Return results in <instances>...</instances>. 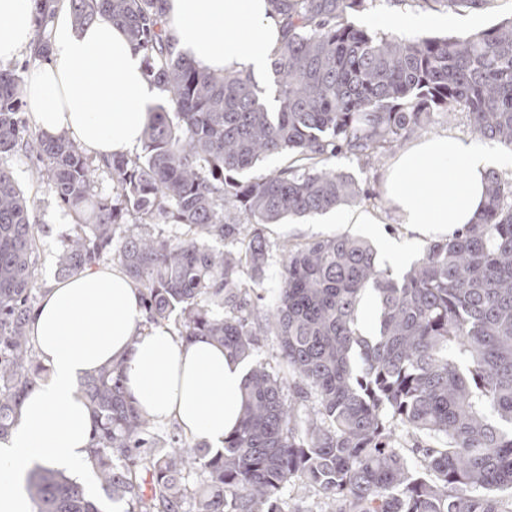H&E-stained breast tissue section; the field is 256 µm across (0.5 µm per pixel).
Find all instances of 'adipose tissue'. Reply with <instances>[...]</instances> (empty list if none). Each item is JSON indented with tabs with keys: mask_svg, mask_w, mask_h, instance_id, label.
Returning <instances> with one entry per match:
<instances>
[{
	"mask_svg": "<svg viewBox=\"0 0 512 512\" xmlns=\"http://www.w3.org/2000/svg\"><path fill=\"white\" fill-rule=\"evenodd\" d=\"M162 8L176 49L218 73L263 72L282 39L269 0H163ZM35 17L36 0H0V62L34 51ZM24 94L40 134L75 138L98 161L130 154L163 96L123 28L106 17L76 28L64 2ZM497 161L468 139L433 137L400 156L384 195L419 237L449 234L474 221ZM29 334L46 373L0 443V512H32L21 488L32 463L89 474L92 418L79 383L108 364L122 363L135 405L156 423L178 424L190 441L223 447L238 424L244 362L207 338L187 345L147 326L140 290L120 266L51 284Z\"/></svg>",
	"mask_w": 512,
	"mask_h": 512,
	"instance_id": "adipose-tissue-1",
	"label": "adipose tissue"
}]
</instances>
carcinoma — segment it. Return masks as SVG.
Segmentation results:
<instances>
[{"label":"carcinoma","instance_id":"carcinoma-1","mask_svg":"<svg viewBox=\"0 0 512 512\" xmlns=\"http://www.w3.org/2000/svg\"><path fill=\"white\" fill-rule=\"evenodd\" d=\"M162 2L68 0L77 26L99 15L121 26L167 93L140 154L97 162L74 139L30 129L23 78L0 65V441L44 373L28 322L49 228L13 179L9 161L23 155L74 217L59 275L117 263L140 288L147 323L185 343L205 336L243 360L261 335L278 343L282 371L257 361L246 372L239 424L214 453L155 433L127 399L120 364L85 378L89 455L108 501L124 512H285L295 482L327 512H502L500 495L512 494V178L489 172L478 220L431 241L400 278L367 241L340 234L284 246L274 303L260 304L259 289L268 225L361 197L329 164L337 155L377 161L457 109L473 134L512 150V18L406 38L350 21L377 0H270L283 33L271 112L250 73L211 72L176 51ZM53 4H37L39 61ZM274 155L291 164L246 176ZM102 174L109 194L96 190ZM368 290L377 323L365 336ZM297 399L312 400L301 425ZM403 433L432 443L407 454ZM27 484L39 512H105L46 466Z\"/></svg>","mask_w":512,"mask_h":512}]
</instances>
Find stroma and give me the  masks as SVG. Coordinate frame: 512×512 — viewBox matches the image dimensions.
Segmentation results:
<instances>
[{"label":"stroma","instance_id":"1","mask_svg":"<svg viewBox=\"0 0 512 512\" xmlns=\"http://www.w3.org/2000/svg\"><path fill=\"white\" fill-rule=\"evenodd\" d=\"M412 15L424 20L421 34L437 37L466 34L512 16V0H487L486 4L473 9L456 10L443 7L435 10L419 4L418 0H378L373 9L354 15L353 21L356 25L373 31L400 36L404 33L399 25L400 19ZM399 155V150L389 151L374 165L348 154L336 156V166L349 172L361 186V199L354 204L336 208V218L331 222L324 221L320 216L290 218L266 229L265 235L272 251L262 285L265 303H272L275 298L281 270L279 247L285 242L298 244L344 233L366 238L375 229L378 230L380 238L405 250L407 264H414L422 257L424 243L415 241L406 226L400 224L382 191V186ZM10 164L19 186L36 200L34 216L37 223L50 228L49 234L42 237L37 254L39 282L45 285L57 279L62 236L74 219L53 196L38 189L32 177L33 163L30 159L18 155L11 159ZM363 215L369 217V224L360 223L359 218Z\"/></svg>","mask_w":512,"mask_h":512}]
</instances>
